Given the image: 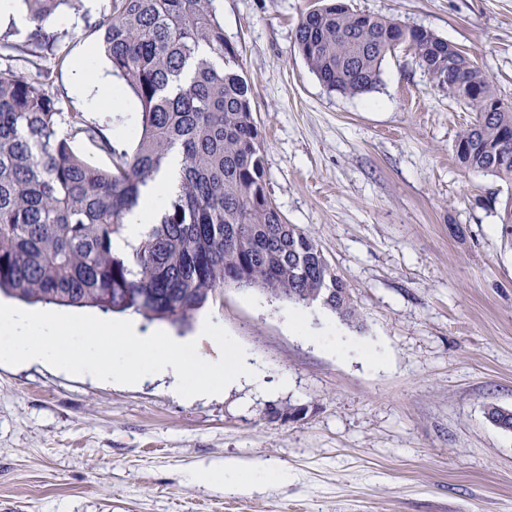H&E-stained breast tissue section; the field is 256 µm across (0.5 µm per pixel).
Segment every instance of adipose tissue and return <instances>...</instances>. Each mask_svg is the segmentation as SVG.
<instances>
[{
	"mask_svg": "<svg viewBox=\"0 0 512 512\" xmlns=\"http://www.w3.org/2000/svg\"><path fill=\"white\" fill-rule=\"evenodd\" d=\"M180 168V154L171 153L141 187L139 203L114 243L117 251L136 244L157 220L177 187ZM0 343L21 362L50 361L112 384H134L148 375L167 377L171 392L188 400L223 396L244 378L262 382L244 357L225 351L222 328L209 318L200 319L191 335L179 336L168 328H143L131 316L88 321L0 304Z\"/></svg>",
	"mask_w": 512,
	"mask_h": 512,
	"instance_id": "1",
	"label": "adipose tissue"
}]
</instances>
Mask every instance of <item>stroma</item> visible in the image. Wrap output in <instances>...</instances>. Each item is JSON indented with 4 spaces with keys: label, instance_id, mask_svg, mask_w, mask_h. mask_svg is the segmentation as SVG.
I'll return each instance as SVG.
<instances>
[{
    "label": "stroma",
    "instance_id": "1",
    "mask_svg": "<svg viewBox=\"0 0 512 512\" xmlns=\"http://www.w3.org/2000/svg\"><path fill=\"white\" fill-rule=\"evenodd\" d=\"M424 27L466 51L512 101V0H346ZM311 0H220L224 35L253 85L267 193L313 237L359 312L342 321L231 285L204 308L246 353L248 381L187 402L165 379L112 385L0 349V512H512V240L499 203L512 185L462 168L459 130L475 112L449 99L412 50L386 57L372 91L327 90L295 45ZM107 0L64 7L63 111L130 141L140 105L74 92L75 67L111 78L89 26ZM342 337L344 350L329 339ZM385 360L374 367L361 349ZM275 408L298 418H272ZM244 463L240 488L192 470ZM283 469L256 485V468Z\"/></svg>",
    "mask_w": 512,
    "mask_h": 512
}]
</instances>
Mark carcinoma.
<instances>
[{"label": "carcinoma", "mask_w": 512, "mask_h": 512, "mask_svg": "<svg viewBox=\"0 0 512 512\" xmlns=\"http://www.w3.org/2000/svg\"><path fill=\"white\" fill-rule=\"evenodd\" d=\"M72 0H23L33 29L12 46L19 59L38 48L53 69L35 75L0 66V293L28 304L132 312L186 325L228 283L276 298L314 302L349 323L359 313L318 244L284 221L266 191L252 88L235 68L216 0H109L91 26L112 73L140 104L127 144L82 112L60 111L53 71L68 63L65 35L49 20ZM401 38L432 82L476 112L455 142L468 170L512 183V104L474 62L448 64L451 44L423 27L359 13L342 0H317L295 32L299 54L330 91L376 88ZM85 141L104 158L87 161ZM182 154V175L156 223L129 253L113 238L137 206L140 188ZM500 224L512 237V194Z\"/></svg>", "instance_id": "cac0c4a2"}]
</instances>
